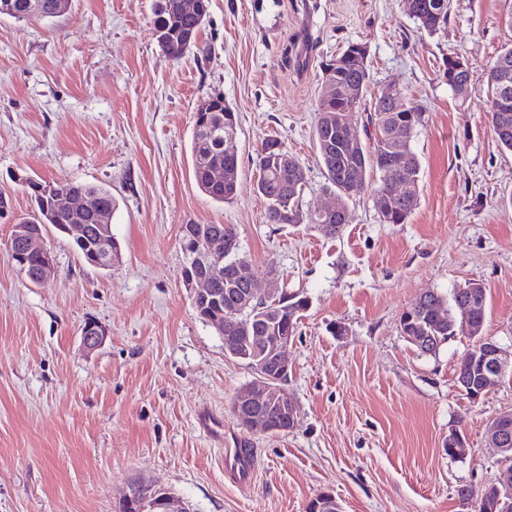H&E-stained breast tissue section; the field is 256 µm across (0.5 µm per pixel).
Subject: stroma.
Listing matches in <instances>:
<instances>
[{
  "label": "stroma",
  "mask_w": 512,
  "mask_h": 512,
  "mask_svg": "<svg viewBox=\"0 0 512 512\" xmlns=\"http://www.w3.org/2000/svg\"><path fill=\"white\" fill-rule=\"evenodd\" d=\"M156 6L70 0L54 18L0 16V512H113L140 476L192 512H308L324 493L343 512H470L457 490L500 472L484 427L512 410V374L470 399L455 379L470 336L422 355L400 318L424 291L476 281L485 335L512 345V152L492 132L480 77L512 42V0H452L435 35L405 0H211L177 60L157 44ZM351 42L367 47L370 92L393 84L423 109L412 213L381 223L369 189L336 235L268 223L254 186L270 135L307 171L303 210L334 203L313 128L322 69ZM448 53L479 74L460 95L439 75ZM214 94L237 116L228 202L193 176L194 113ZM28 176L110 188L112 266L88 264L49 226L39 244L53 275L35 284L19 273L6 241L33 208ZM185 224L234 225L258 291L274 278L307 296L288 347L292 430L253 434L237 420L235 396L255 372L194 308ZM89 322L106 334L92 352ZM204 407L223 417V445L199 429ZM454 430L465 458L446 452ZM240 446L254 453L247 488L224 473L225 449Z\"/></svg>",
  "instance_id": "obj_1"
}]
</instances>
